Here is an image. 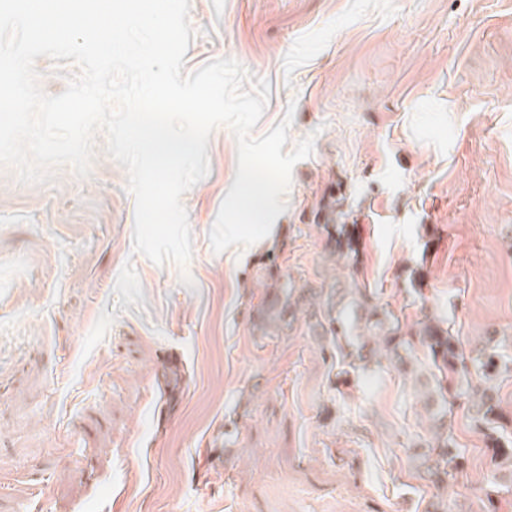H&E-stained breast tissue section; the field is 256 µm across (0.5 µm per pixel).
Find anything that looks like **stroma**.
Here are the masks:
<instances>
[{"mask_svg":"<svg viewBox=\"0 0 512 512\" xmlns=\"http://www.w3.org/2000/svg\"><path fill=\"white\" fill-rule=\"evenodd\" d=\"M191 72L231 57L267 79L254 129L295 103L298 162L266 250L209 232L237 170L232 130L183 196L186 266L134 253L128 174L97 132L90 173L0 166V512H512V371L496 429L455 400L462 464L442 484L418 322L512 358V0H191ZM355 224L357 258L314 215ZM292 281L358 283L407 324L403 361L344 369ZM279 288L280 291L274 294L270 301L264 302L256 309L254 325L263 336L275 335L280 331L281 324L288 326L286 315L291 308L288 281Z\"/></svg>","mask_w":512,"mask_h":512,"instance_id":"1","label":"stroma"}]
</instances>
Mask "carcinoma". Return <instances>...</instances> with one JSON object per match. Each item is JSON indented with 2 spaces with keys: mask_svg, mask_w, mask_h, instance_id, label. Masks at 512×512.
I'll list each match as a JSON object with an SVG mask.
<instances>
[{
  "mask_svg": "<svg viewBox=\"0 0 512 512\" xmlns=\"http://www.w3.org/2000/svg\"><path fill=\"white\" fill-rule=\"evenodd\" d=\"M323 223L324 228L331 227L336 232V252L341 255L357 252L355 231L349 230L345 224L333 225L329 219L323 220ZM316 297V301L309 303L307 315L331 338L333 348L341 350V339L352 335L353 327L349 322L348 312L336 308V285L320 287ZM350 297L355 305L353 312L364 311V327L369 331L382 332V348L371 349L370 355L382 353L389 359L399 357L398 349L403 346L399 318L371 304L370 294L365 289H351ZM289 308L290 292L288 284L284 283L270 301L264 302L256 309L255 327L264 336L279 332L281 325L287 324L286 315ZM418 336L420 344L431 358L433 368L425 385L424 396L433 399L437 405L436 416L442 420L433 433V442L428 448L431 461L430 475L435 483L440 484L448 477L449 471L458 468L459 459L454 438L443 423L448 416V374H455L460 369L467 370V356L448 330L429 319L421 322ZM502 360L503 355L496 348H483L480 355L472 359L477 367V380L474 381L466 375L456 387V396L468 400L475 414L486 424H493L499 418L493 390L494 381L501 373Z\"/></svg>",
  "mask_w": 512,
  "mask_h": 512,
  "instance_id": "1",
  "label": "carcinoma"
}]
</instances>
